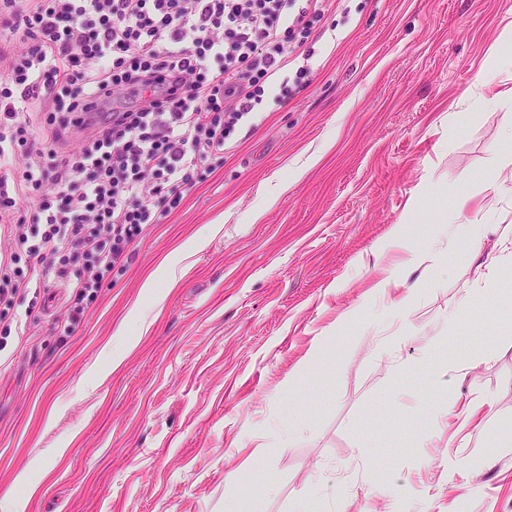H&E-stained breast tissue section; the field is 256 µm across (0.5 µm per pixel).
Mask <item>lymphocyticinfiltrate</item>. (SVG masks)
<instances>
[{
	"instance_id": "f902f5d3",
	"label": "lymphocytic infiltrate",
	"mask_w": 512,
	"mask_h": 512,
	"mask_svg": "<svg viewBox=\"0 0 512 512\" xmlns=\"http://www.w3.org/2000/svg\"><path fill=\"white\" fill-rule=\"evenodd\" d=\"M332 3L0 0V323L38 267L68 279L78 327L147 226L223 165L266 85L283 99L287 69L307 75L300 35Z\"/></svg>"
}]
</instances>
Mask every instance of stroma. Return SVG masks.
Returning a JSON list of instances; mask_svg holds the SVG:
<instances>
[{
  "mask_svg": "<svg viewBox=\"0 0 512 512\" xmlns=\"http://www.w3.org/2000/svg\"><path fill=\"white\" fill-rule=\"evenodd\" d=\"M510 23L512 0H336L303 86L265 93L74 334L66 282L18 301L19 327L0 332V490L28 496L25 512H226L255 489L241 451L260 439L265 512H512V250L497 244L512 174L476 189L512 126L481 81ZM452 189L474 193L466 216ZM466 218L482 246L447 233ZM423 246L430 261L404 266ZM163 264L155 307L142 282ZM386 271L413 289L408 310L372 293ZM488 396L482 432L445 412ZM24 468L35 493L14 485Z\"/></svg>",
  "mask_w": 512,
  "mask_h": 512,
  "instance_id": "35a3bbf8",
  "label": "stroma"
}]
</instances>
